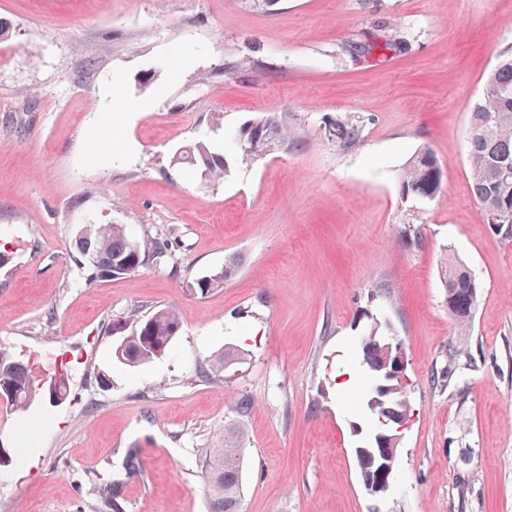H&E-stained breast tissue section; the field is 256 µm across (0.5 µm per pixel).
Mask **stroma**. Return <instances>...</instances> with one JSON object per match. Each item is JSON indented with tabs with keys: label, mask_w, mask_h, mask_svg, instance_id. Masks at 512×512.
Listing matches in <instances>:
<instances>
[{
	"label": "stroma",
	"mask_w": 512,
	"mask_h": 512,
	"mask_svg": "<svg viewBox=\"0 0 512 512\" xmlns=\"http://www.w3.org/2000/svg\"><path fill=\"white\" fill-rule=\"evenodd\" d=\"M0 21V344L69 382L59 404H0V512H101L110 483L124 512H209L203 454L232 428L241 512H512V240L485 223L468 162L512 0H0ZM394 30L400 51L352 48ZM269 113L294 139L235 164L236 134ZM347 118L362 139L344 150L327 130ZM198 142L230 161L221 182L177 161ZM424 146L443 188L404 196ZM112 223L169 239L170 257L92 280L74 239ZM447 252L480 284L464 336ZM222 268V288L187 292ZM166 306L168 349L121 363L112 324ZM374 329L402 341L410 399L379 495L356 460L360 389L336 385L366 378L354 345ZM227 349L239 362L200 375Z\"/></svg>",
	"instance_id": "35a3bbf8"
}]
</instances>
